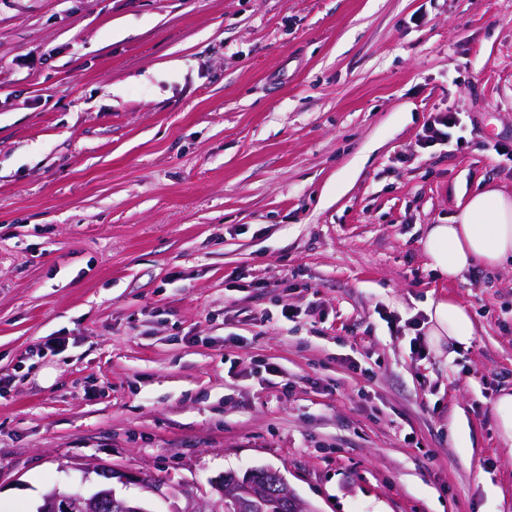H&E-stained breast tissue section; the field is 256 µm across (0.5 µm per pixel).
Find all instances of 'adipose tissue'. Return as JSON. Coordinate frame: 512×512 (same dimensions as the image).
Returning <instances> with one entry per match:
<instances>
[{
    "label": "adipose tissue",
    "mask_w": 512,
    "mask_h": 512,
    "mask_svg": "<svg viewBox=\"0 0 512 512\" xmlns=\"http://www.w3.org/2000/svg\"><path fill=\"white\" fill-rule=\"evenodd\" d=\"M428 267L453 280L475 266L512 269V194L492 186L471 193L449 224H432L421 240ZM426 336L436 353L456 355L476 334L470 313L441 298L427 307Z\"/></svg>",
    "instance_id": "ef3b65f1"
}]
</instances>
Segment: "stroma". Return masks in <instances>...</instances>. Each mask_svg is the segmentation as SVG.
I'll return each mask as SVG.
<instances>
[{
	"label": "stroma",
	"mask_w": 512,
	"mask_h": 512,
	"mask_svg": "<svg viewBox=\"0 0 512 512\" xmlns=\"http://www.w3.org/2000/svg\"><path fill=\"white\" fill-rule=\"evenodd\" d=\"M510 151L512 0H0V512L261 467L314 512H512V270L420 244ZM443 297L476 336L417 359ZM461 125L456 112H432L423 125L419 146L428 149L449 143L456 129ZM500 436L512 447V390L502 392L493 404ZM112 478H117L120 482L139 484L143 489L160 497L176 498L179 493H184L181 488L171 486L156 488L155 485L144 479L142 473L112 471Z\"/></svg>",
	"instance_id": "1"
}]
</instances>
